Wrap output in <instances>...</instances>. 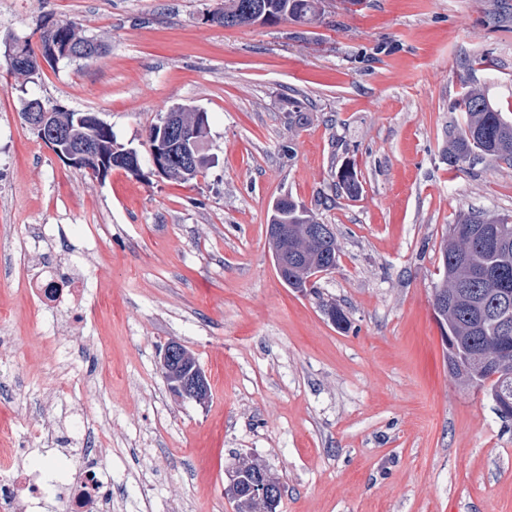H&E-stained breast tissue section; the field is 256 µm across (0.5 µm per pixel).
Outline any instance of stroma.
<instances>
[{"label":"stroma","mask_w":512,"mask_h":512,"mask_svg":"<svg viewBox=\"0 0 512 512\" xmlns=\"http://www.w3.org/2000/svg\"><path fill=\"white\" fill-rule=\"evenodd\" d=\"M224 0H0V448L65 480L67 459L31 432L43 391L62 387L85 435L112 450V496L133 512H235L237 454L283 485L277 512H512V420L448 370L433 310L439 259L459 214L512 218V165L449 170L450 105L480 88L512 114V0H324L312 24L224 27ZM102 40L92 64L60 61L33 82L8 72L5 42L38 18ZM33 97L90 112L142 173L69 168L20 118ZM300 101L304 122L289 116ZM204 111L214 165L188 183L151 171L149 130L175 105ZM353 162L362 189L336 173ZM292 196L332 225L335 269L317 294L280 278L267 225ZM76 262L96 291L83 336L72 312L22 293L42 265ZM343 309L339 328L323 303ZM177 341L210 384L174 394L159 353Z\"/></svg>","instance_id":"1"}]
</instances>
